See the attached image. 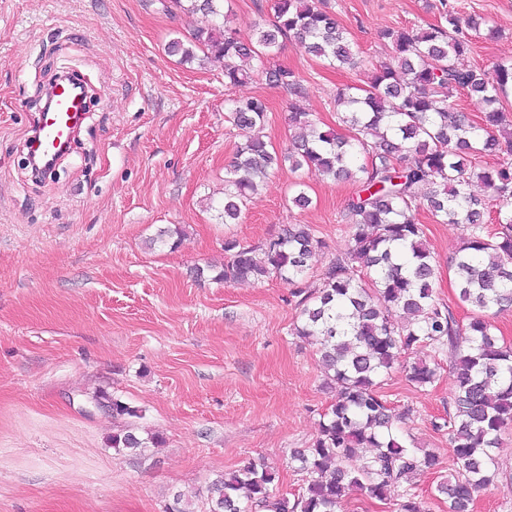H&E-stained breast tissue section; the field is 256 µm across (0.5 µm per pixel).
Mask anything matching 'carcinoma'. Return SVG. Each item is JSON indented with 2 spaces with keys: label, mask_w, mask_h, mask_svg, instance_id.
<instances>
[{
  "label": "carcinoma",
  "mask_w": 512,
  "mask_h": 512,
  "mask_svg": "<svg viewBox=\"0 0 512 512\" xmlns=\"http://www.w3.org/2000/svg\"><path fill=\"white\" fill-rule=\"evenodd\" d=\"M171 2L211 17V25L188 42L173 40L171 52L186 63L223 58L227 84L257 71L268 84L302 97L293 71L268 66L283 37L335 68L356 65L349 33L322 0H272V21L254 24L246 38L228 25L224 0ZM441 18L427 29L384 32L391 60L375 67L363 94L337 93L343 107L338 124L348 128V136L319 128L294 102L288 115L291 148L279 154L268 149L262 133L265 100L237 99L228 108L243 142L226 169L224 223H234L259 183L285 165L356 189L344 213L349 250L321 266V288L313 292L300 281L320 262L323 242L308 225L288 224L259 245L224 241V266L214 279L234 283L273 275L295 288L300 312L294 334L319 339L326 380L340 391L313 446L293 454L306 475L302 494L292 501L276 497L275 473L249 463L215 483L208 512H337L353 490L384 501L408 474L436 469L435 454L419 453L399 435L405 412L380 394L401 355L424 347L453 357V390L437 429H448L455 474L438 483L437 492L448 499V512H469L476 493L494 482L493 448L512 424V346L500 342L483 312L512 307V120L501 109L512 88V62H499L491 71L459 67L470 40L455 11L445 10ZM458 91L484 105L482 124L452 113L449 100ZM485 152L503 157L482 167L476 156ZM475 182L486 197L473 193ZM489 199L501 202L493 234L486 230ZM424 205L438 224L466 225L468 234L451 264L459 303L478 311L465 326L435 298L436 265L417 219ZM404 371L418 388L437 377V368L420 358ZM99 406L114 417L138 416L118 398ZM145 447L135 427L112 434V448L119 452ZM360 448L373 453L354 465Z\"/></svg>",
  "instance_id": "1"
}]
</instances>
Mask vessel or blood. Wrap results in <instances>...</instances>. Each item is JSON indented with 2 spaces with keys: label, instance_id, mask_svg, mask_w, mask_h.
Wrapping results in <instances>:
<instances>
[{
  "label": "vessel or blood",
  "instance_id": "1",
  "mask_svg": "<svg viewBox=\"0 0 512 512\" xmlns=\"http://www.w3.org/2000/svg\"><path fill=\"white\" fill-rule=\"evenodd\" d=\"M49 109L42 112L37 125V135L29 145L39 157L57 156L64 145L74 137L84 104L71 84L58 85Z\"/></svg>",
  "mask_w": 512,
  "mask_h": 512
}]
</instances>
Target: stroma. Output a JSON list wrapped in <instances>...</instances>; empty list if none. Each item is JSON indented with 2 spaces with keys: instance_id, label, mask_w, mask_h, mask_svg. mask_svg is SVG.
Masks as SVG:
<instances>
[{
  "instance_id": "stroma-1",
  "label": "stroma",
  "mask_w": 512,
  "mask_h": 512,
  "mask_svg": "<svg viewBox=\"0 0 512 512\" xmlns=\"http://www.w3.org/2000/svg\"><path fill=\"white\" fill-rule=\"evenodd\" d=\"M352 35L355 67L336 70L290 40L272 59L307 93L301 103L335 126L336 90L364 85L388 60V29L437 23L442 6L479 17L463 68L512 60V0H325ZM209 18L159 0H0V512H164L180 501L208 512L210 487L247 463L274 469L277 493L297 497L305 475L293 451L311 447L334 402L316 338L292 329L299 310L276 277L223 283L196 268L222 266L224 242L260 244L287 224L310 225L324 259L344 254L341 216L353 184L316 171H273L239 220L222 223L225 169L242 141L227 102L265 99L264 133L288 146L287 92L256 75L224 82V63H181L171 40ZM88 84L78 141L55 176L31 178L24 146L39 99L57 73ZM304 182L309 207L292 204ZM437 265V298L467 324L448 273L467 230L420 210ZM179 227L177 247L155 243ZM435 386L415 388L400 368L380 392L410 408L403 435L434 452L436 472L405 479L386 501L352 492L339 512H398L403 492L426 512H448L436 491L452 472L448 433L436 430L451 391L452 360ZM115 396L141 413L112 417L96 404ZM135 423L162 441L131 454L112 435ZM503 479L481 490L471 512H512V426L495 451Z\"/></svg>"
}]
</instances>
